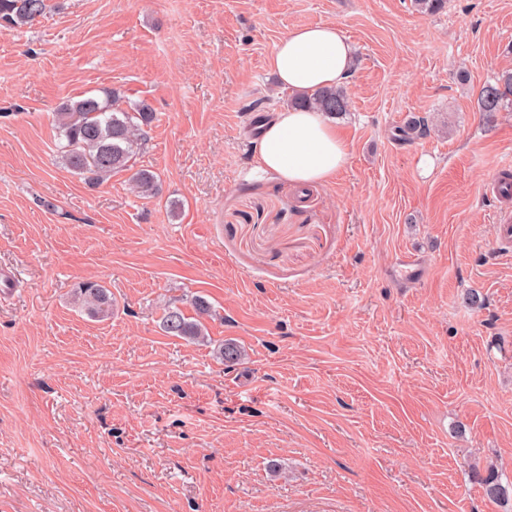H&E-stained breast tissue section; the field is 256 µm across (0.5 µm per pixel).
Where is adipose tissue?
I'll list each match as a JSON object with an SVG mask.
<instances>
[{
	"mask_svg": "<svg viewBox=\"0 0 512 512\" xmlns=\"http://www.w3.org/2000/svg\"><path fill=\"white\" fill-rule=\"evenodd\" d=\"M353 64V46L335 23L294 27L267 59L268 69L283 87L309 94L345 84ZM348 155L346 138L327 116L288 107L263 123L254 160L257 169L306 187L334 179Z\"/></svg>",
	"mask_w": 512,
	"mask_h": 512,
	"instance_id": "obj_1",
	"label": "adipose tissue"
}]
</instances>
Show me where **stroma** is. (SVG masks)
<instances>
[{"mask_svg": "<svg viewBox=\"0 0 512 512\" xmlns=\"http://www.w3.org/2000/svg\"><path fill=\"white\" fill-rule=\"evenodd\" d=\"M315 23L356 65L348 161L302 201L252 172L247 107L287 106L266 60ZM505 70L512 0H49L0 32V512H504L472 473L512 480V200L483 192L512 107L477 110ZM105 90L157 114L130 169L154 198L57 156L53 112ZM413 116L431 135L398 143ZM87 280L111 316L75 301ZM194 294L206 341L166 335ZM131 185L135 192L143 198H151L158 194V183L155 175L146 169L134 172ZM502 213L498 216L497 249L502 258L509 259L512 256V216L510 212ZM79 305L91 316L107 317L112 314V296L108 289L97 282H82L75 289Z\"/></svg>", "mask_w": 512, "mask_h": 512, "instance_id": "stroma-1", "label": "stroma"}]
</instances>
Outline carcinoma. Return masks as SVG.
Returning a JSON list of instances; mask_svg holds the SVG:
<instances>
[{
	"instance_id": "cac0c4a2",
	"label": "carcinoma",
	"mask_w": 512,
	"mask_h": 512,
	"mask_svg": "<svg viewBox=\"0 0 512 512\" xmlns=\"http://www.w3.org/2000/svg\"><path fill=\"white\" fill-rule=\"evenodd\" d=\"M47 8L46 0H0V28H20L34 22ZM116 92L104 97L85 95L69 100L53 113L58 129L57 152L62 163L76 175L92 185L103 184L112 174L129 169L132 157L146 141L147 128L156 120L152 105L142 100L129 107L120 105ZM291 105L315 109L330 116H340L349 109V97L342 87L324 88L311 96H297ZM512 105V72L503 71L494 81L483 85L478 96V111L488 123L497 114ZM431 128L425 117H413L398 129V139L412 142L430 135ZM131 185L143 198L158 194L155 175L146 169L134 172ZM79 305L94 317L112 315V296L108 289L97 282H82L75 289ZM190 304L196 318L188 317L182 308L169 306L162 316L163 331L170 336L193 341L206 339L201 319L211 312V304L202 295L192 297ZM226 363H236L245 356L244 349L236 343L226 342L218 349ZM484 496L501 506L512 504V481H502L494 467L486 474H474Z\"/></svg>"
}]
</instances>
